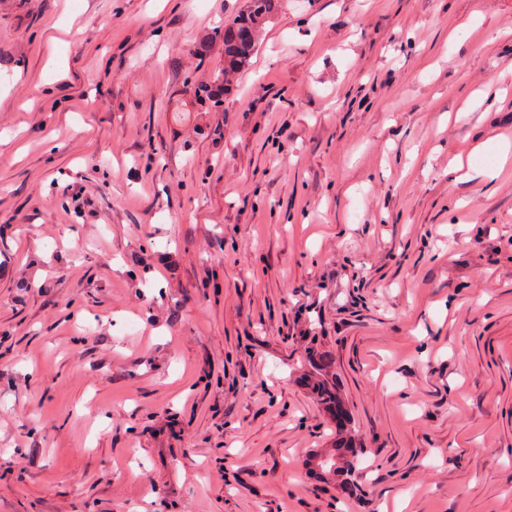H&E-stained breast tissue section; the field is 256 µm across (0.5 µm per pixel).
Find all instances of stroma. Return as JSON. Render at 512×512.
<instances>
[{
	"instance_id": "35a3bbf8",
	"label": "stroma",
	"mask_w": 512,
	"mask_h": 512,
	"mask_svg": "<svg viewBox=\"0 0 512 512\" xmlns=\"http://www.w3.org/2000/svg\"><path fill=\"white\" fill-rule=\"evenodd\" d=\"M245 6L0 0V512H512V0ZM246 8L232 24L224 26V68L216 73L210 84L198 87L195 94L214 107L222 103L236 76L250 65L262 27L272 20L281 0H248Z\"/></svg>"
}]
</instances>
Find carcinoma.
Segmentation results:
<instances>
[{"mask_svg": "<svg viewBox=\"0 0 512 512\" xmlns=\"http://www.w3.org/2000/svg\"><path fill=\"white\" fill-rule=\"evenodd\" d=\"M281 6V0H248L246 8L232 24L224 26V68L216 73L210 84L195 90L202 100L217 107L229 91L236 76L250 65L262 27L272 20Z\"/></svg>", "mask_w": 512, "mask_h": 512, "instance_id": "carcinoma-1", "label": "carcinoma"}]
</instances>
